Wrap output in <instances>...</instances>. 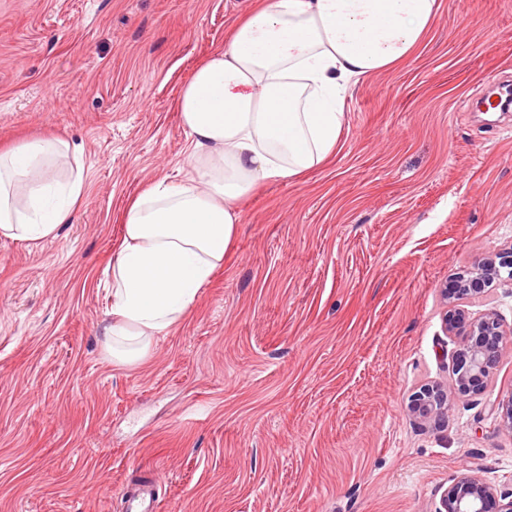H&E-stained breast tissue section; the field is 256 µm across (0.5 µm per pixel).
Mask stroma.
Returning <instances> with one entry per match:
<instances>
[{"instance_id":"obj_1","label":"stroma","mask_w":512,"mask_h":512,"mask_svg":"<svg viewBox=\"0 0 512 512\" xmlns=\"http://www.w3.org/2000/svg\"><path fill=\"white\" fill-rule=\"evenodd\" d=\"M257 0H0V149L60 136L71 223L0 236V512H437L477 475L512 492V351L486 391L421 425L452 383L439 287L512 242V0H441L402 63L348 94L336 153L258 185L224 264L138 364L103 348L128 199L188 172L176 110ZM452 403L448 390L441 386H426L417 391L409 406V411L422 422H441L448 419ZM151 484H143L133 492L125 494L126 512H154Z\"/></svg>"}]
</instances>
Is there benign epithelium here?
Segmentation results:
<instances>
[{
  "instance_id": "1",
  "label": "benign epithelium",
  "mask_w": 512,
  "mask_h": 512,
  "mask_svg": "<svg viewBox=\"0 0 512 512\" xmlns=\"http://www.w3.org/2000/svg\"><path fill=\"white\" fill-rule=\"evenodd\" d=\"M504 277L512 281V245L459 272L453 288L445 287L441 294L454 302L477 297ZM444 329L446 334L460 337L452 366L454 392L459 396L483 393L499 358L508 349L512 330H504L493 309L472 318L460 308L450 310ZM451 407L448 390L435 385L417 391L409 411L422 422L436 423L448 419ZM441 508L443 512H512V494L503 495L481 478L466 476L448 486Z\"/></svg>"
}]
</instances>
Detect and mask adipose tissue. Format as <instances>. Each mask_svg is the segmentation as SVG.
Instances as JSON below:
<instances>
[{
  "instance_id": "ef3b65f1",
  "label": "adipose tissue",
  "mask_w": 512,
  "mask_h": 512,
  "mask_svg": "<svg viewBox=\"0 0 512 512\" xmlns=\"http://www.w3.org/2000/svg\"><path fill=\"white\" fill-rule=\"evenodd\" d=\"M439 0H260L180 89L189 141L183 182H153L125 207L112 259L104 349L132 365L190 311L224 262L260 183L322 166L336 151L344 97L407 58L439 17ZM75 148L35 139L0 152V236L37 240L70 223L85 191L57 162Z\"/></svg>"
}]
</instances>
